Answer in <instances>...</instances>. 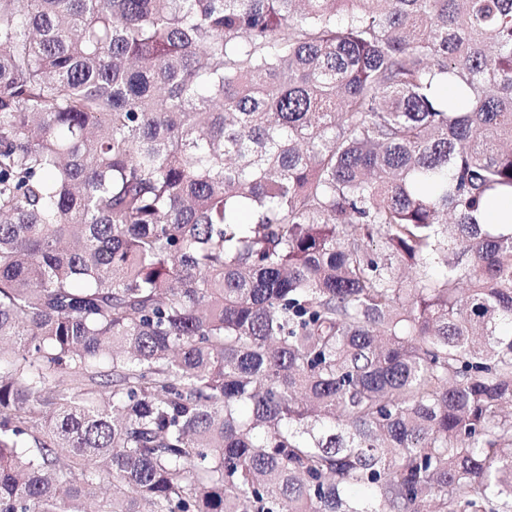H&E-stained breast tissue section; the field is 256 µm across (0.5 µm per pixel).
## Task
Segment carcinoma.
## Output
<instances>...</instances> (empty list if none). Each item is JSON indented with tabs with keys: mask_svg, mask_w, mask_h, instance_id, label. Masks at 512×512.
<instances>
[{
	"mask_svg": "<svg viewBox=\"0 0 512 512\" xmlns=\"http://www.w3.org/2000/svg\"><path fill=\"white\" fill-rule=\"evenodd\" d=\"M505 194L512 0H0V512H512Z\"/></svg>",
	"mask_w": 512,
	"mask_h": 512,
	"instance_id": "1",
	"label": "carcinoma"
}]
</instances>
